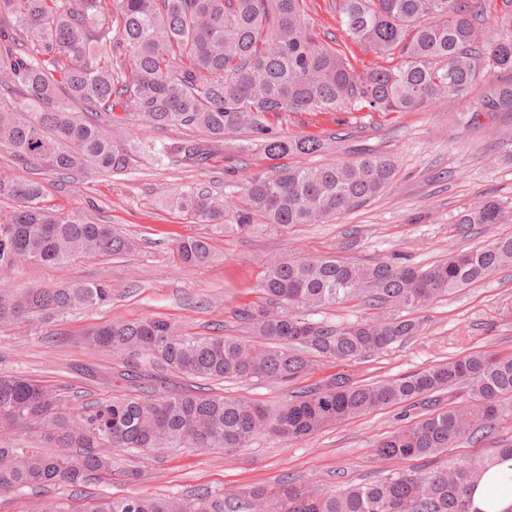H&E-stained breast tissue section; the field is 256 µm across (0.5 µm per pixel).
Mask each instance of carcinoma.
Masks as SVG:
<instances>
[{"mask_svg":"<svg viewBox=\"0 0 512 512\" xmlns=\"http://www.w3.org/2000/svg\"><path fill=\"white\" fill-rule=\"evenodd\" d=\"M347 38L394 64L363 71L319 38L304 0H0V144L16 160L61 175L111 176L132 153L157 163L202 167L244 130L271 161L248 182L243 205L196 187L170 198L200 224L247 232L256 224L287 229L323 224L381 194L397 174L389 155L361 153L336 164L288 163L327 152L332 139L298 137L268 115L416 110L463 94L477 78L512 71V33L482 39L485 0H339ZM512 112V81L498 83L472 112ZM127 118L158 129L192 126L201 137L133 148L112 141ZM40 182L0 172V325L50 321L110 301L100 280L21 291L5 272L23 261L60 266L77 257L107 258L137 242L114 224L58 214L42 204ZM506 212L488 199L455 218L465 237ZM181 264L213 261L207 238L172 244ZM512 267V235L460 250L425 270L386 261L334 257L270 263L257 299L236 314L240 337L191 336L147 317L101 326L85 336L92 349L143 358L199 381L264 379L295 384L325 362L364 359L421 332L405 315ZM368 295L377 313L336 324L301 314ZM136 394L70 406L52 388L22 376L0 377V431H34L40 443L0 444V492L64 484L82 487L116 474L111 449L164 453L174 448L232 452L267 436L297 440L331 426L417 399L427 412L383 436L376 455L422 464L323 495L298 491L289 477L242 488L230 497L200 491L184 498L100 497L86 512H482L473 491L493 468L487 490L512 494V446L490 457H464L432 469L427 459L465 440L487 437L512 420V356L472 353L398 378L368 384L338 372L279 405L185 390L156 397V378L120 372ZM468 398L448 408L441 394L457 386Z\"/></svg>","mask_w":512,"mask_h":512,"instance_id":"obj_1","label":"carcinoma"}]
</instances>
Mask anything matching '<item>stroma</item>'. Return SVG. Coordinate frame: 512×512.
<instances>
[{
  "label": "stroma",
  "mask_w": 512,
  "mask_h": 512,
  "mask_svg": "<svg viewBox=\"0 0 512 512\" xmlns=\"http://www.w3.org/2000/svg\"><path fill=\"white\" fill-rule=\"evenodd\" d=\"M307 15L318 33H332L336 47L357 68L379 66L370 48L341 38V24L331 0H308ZM512 74H489L463 95L414 112L388 115L367 110L290 114V134L331 136L332 149L315 157L321 165L346 160L357 151L396 158L398 172L385 192L366 205L325 224H304L281 231L261 226L247 233L215 232L165 207L162 200L184 187L206 186L242 203L250 178L263 163L256 152L244 153L245 135L226 137L224 154L201 168L158 166L153 156L135 154L120 176L54 175L19 164L0 146V172L41 181L49 208L64 215L117 224L138 247L119 260L80 257L63 267L20 264L8 276L22 288H49L63 283L106 281L112 299L104 306L77 309L48 323L0 327V376H23L58 390L66 398L97 400L116 392L112 374L131 365L128 357L90 349L85 335L115 321L157 317L190 334H235L234 314L255 299L267 263L274 258L341 256L359 262L393 261L428 267L448 254L512 234V221L483 228L474 237L458 233L459 211L492 198L512 206V114L495 123L469 125L464 112L482 99L496 80ZM208 237L212 263L185 268L171 251L173 241ZM420 335L386 351L348 362H328L309 383L344 370L359 384L399 377L427 366L481 351L512 354V268L417 310ZM227 397L279 404L294 388L267 381L214 386ZM419 406L401 403L338 424L295 441L262 438L227 454L220 449L182 448L165 454L128 455L114 449L121 466L140 470L138 482L96 480L83 491L52 485L43 491L16 490L0 495V512H85L101 496L182 497L200 489L229 494L247 484L292 477L303 492L321 494L354 482L391 473L375 447L385 433L409 424Z\"/></svg>",
  "instance_id": "stroma-1"
}]
</instances>
